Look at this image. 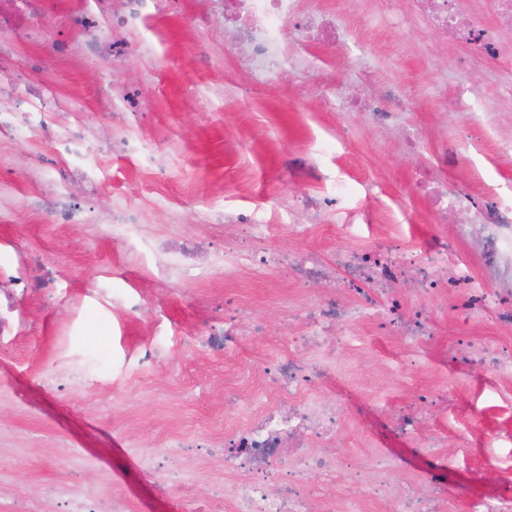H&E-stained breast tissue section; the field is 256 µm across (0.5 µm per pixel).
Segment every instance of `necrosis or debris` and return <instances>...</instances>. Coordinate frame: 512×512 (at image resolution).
I'll list each match as a JSON object with an SVG mask.
<instances>
[{
  "label": "necrosis or debris",
  "instance_id": "1",
  "mask_svg": "<svg viewBox=\"0 0 512 512\" xmlns=\"http://www.w3.org/2000/svg\"><path fill=\"white\" fill-rule=\"evenodd\" d=\"M39 0H0V26L12 15H20L25 39L43 42L47 32L38 7ZM175 9L177 0H112L109 13H102L100 0H85L78 21L96 52L110 51L101 36L102 23L120 32L143 25L158 3ZM459 0H380V14L401 31L424 27L439 39L467 46L457 65L466 67L472 54L496 55L503 28H512V0H493L494 26L480 27L476 17L463 15ZM224 22L236 31L250 62L274 70L287 47L282 30L297 21L300 36L317 32L335 42L342 54H350V43L342 41L335 25L326 18L304 13L302 0H223ZM34 89L19 86L14 78L0 75V135L32 132L45 128L44 114L52 110V100L42 109L30 110ZM46 129V128H45ZM49 131V130H48ZM60 152L74 156L70 167L58 166L56 159L37 157L36 164L50 172L48 187H37L35 199L64 224L81 222L80 211L67 198L71 179L97 190L102 161L86 145L84 134L61 126L50 130ZM487 231L486 244L512 273V249L503 250L505 230L512 228V205L501 197L485 201L478 213ZM276 262L288 266L305 284L317 288L316 301L305 308L300 319L303 330L287 338L294 357L275 358L268 364L252 362V372H264L268 384L260 398L247 411L224 421V443L215 458L224 465L227 486L215 488L211 502L228 506L231 512H316V501L308 489L315 475H335L340 460L335 448L345 430V405L323 403L315 390L328 372L325 355L343 345L352 322L377 313L379 296H386L384 308L394 335L420 342L429 334L430 317L426 308L404 313L394 299L398 283L411 286L421 299L443 290L465 289L467 313L491 314L496 324L512 329V297L503 298L491 289L472 288L469 275L449 264L446 247L428 246L418 254H407L391 244L370 250L337 251L334 264H326L314 252L280 251L253 256L262 267ZM52 285L35 281L28 263L13 269L0 268V340L18 334L17 306L27 295H46ZM141 467L131 480L153 478L179 492L184 499L195 496L193 457L189 442L173 438L156 450H141ZM374 477L357 481L341 502L340 512H364L369 497H384L388 512H441L453 485L448 460L438 457L428 470L431 491L426 495L394 494L389 477L396 470L394 461L383 454L373 456Z\"/></svg>",
  "mask_w": 512,
  "mask_h": 512
}]
</instances>
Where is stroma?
Instances as JSON below:
<instances>
[{
	"label": "stroma",
	"mask_w": 512,
	"mask_h": 512,
	"mask_svg": "<svg viewBox=\"0 0 512 512\" xmlns=\"http://www.w3.org/2000/svg\"><path fill=\"white\" fill-rule=\"evenodd\" d=\"M303 6L334 16L355 51L339 58L335 45L300 43L288 28L280 74L265 75L229 48L224 21L211 15L208 0H178L176 11L156 14L149 26L118 33L123 53L112 62L87 50L78 0L44 4L49 43L15 39L11 64L56 100L52 121L80 128L95 149L123 134L144 139L161 165L103 151L99 191L88 193L77 182L70 187L87 221L60 224L48 211L18 205L34 189L35 156L54 152L50 137L0 138V184L9 189L0 197V258L56 261L53 301H24L17 338L0 342L6 474L0 512H49L39 488L50 482L121 491L130 512H182L177 493L125 485L112 464L135 467V442L158 447L173 436L219 433L225 413L243 409L259 387L245 376L244 361L203 349L194 335L245 312L263 328L241 339L258 360L301 332L291 313L317 291L288 271L246 262L228 271L216 263L171 286L158 279L152 257H137L143 240L202 238L220 248L237 240L242 214L283 225L268 248L314 250L328 261L347 247L394 243L418 251L444 237L450 259L477 282L512 289V280L489 275L470 235L488 188L512 199V152L500 150L502 141H512V99L505 93L512 84V32L504 34L498 58L473 57L463 72L455 65L460 47L424 29L387 27L377 17V0H304ZM53 41L65 45L64 54L52 53ZM364 73L377 95L384 98L393 86L402 92V104L384 98L383 108L394 114L386 123L350 105ZM121 91L136 100V114H113L112 95ZM461 91L472 98L470 110L449 111L448 98ZM445 146L457 159L439 169ZM426 180L468 196V203L440 220L422 187ZM118 199L137 212V223H101ZM297 222L306 224L305 233L292 231ZM347 224L359 225L357 237L345 235ZM116 292L143 304L145 316H128L113 303ZM403 303L408 310L425 304L434 336L409 345L383 319L356 322L350 341L329 356L335 375L320 395L394 412L419 406L422 391L446 393L447 406L425 409L419 435L443 440L459 486L451 512H467L468 497L487 492L494 480L479 447L512 433V377L471 364L469 350H511L512 331L486 313L463 318L444 294L424 303L407 292ZM158 325L167 331L164 351L121 378L112 394L84 379L58 390L48 385L51 370L86 351L108 362L144 350ZM345 433L339 450L346 471L331 482L318 476L311 482L321 508L349 490L348 469L366 466L378 449L397 465L393 491L423 490L424 462L408 439L380 433L371 415L353 416Z\"/></svg>",
	"instance_id": "obj_1"
}]
</instances>
